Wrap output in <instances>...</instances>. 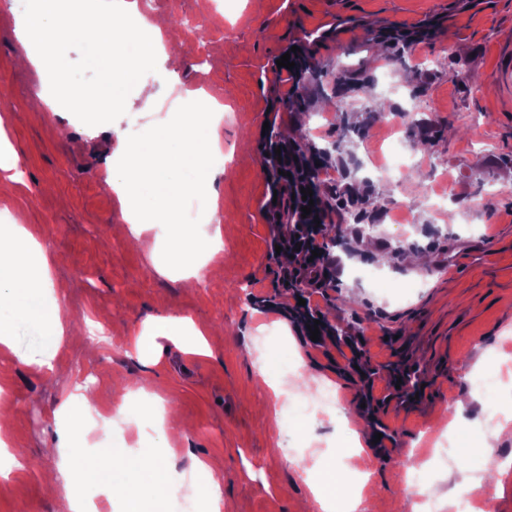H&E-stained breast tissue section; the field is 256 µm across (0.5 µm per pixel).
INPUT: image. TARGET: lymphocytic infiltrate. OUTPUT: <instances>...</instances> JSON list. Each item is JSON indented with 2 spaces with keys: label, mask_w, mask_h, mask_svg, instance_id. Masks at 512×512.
Returning <instances> with one entry per match:
<instances>
[{
  "label": "lymphocytic infiltrate",
  "mask_w": 512,
  "mask_h": 512,
  "mask_svg": "<svg viewBox=\"0 0 512 512\" xmlns=\"http://www.w3.org/2000/svg\"><path fill=\"white\" fill-rule=\"evenodd\" d=\"M261 151L270 176L267 187L277 194L276 202L267 206L276 229L272 242L290 258L288 265L279 266L276 272L278 287L292 299L280 312L298 335H308L313 323L318 324L321 335H335V327L323 321L311 299L337 285L338 260L326 243L329 216L354 207L356 201L339 190L330 166L318 163L315 153L298 143L270 138ZM307 188L313 191L314 207L306 216L300 192Z\"/></svg>",
  "instance_id": "lymphocytic-infiltrate-1"
}]
</instances>
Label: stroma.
Listing matches in <instances>:
<instances>
[{"mask_svg": "<svg viewBox=\"0 0 512 512\" xmlns=\"http://www.w3.org/2000/svg\"><path fill=\"white\" fill-rule=\"evenodd\" d=\"M140 2L147 16L168 18L171 46L185 41L193 52L177 74L149 70L146 95L108 104L98 93L124 68L123 59L105 55L89 67L85 43L75 37L60 56L40 44L43 69L19 64L13 23L20 3L0 0V113L11 116L7 135L25 171L24 183L0 188V214L20 218L47 251L53 280L65 284L58 303L79 330L66 337L48 377L0 346V398L14 409L0 439L24 462L0 477V512H66L63 488L51 492L45 484L56 467L46 453L58 438L54 409L79 382L89 385L99 412L121 405L125 417L144 415L139 396L123 404L117 393L145 377L164 414L158 424L132 430L127 445L154 448L167 432L171 468L181 479L170 484L163 512H206L192 470L198 458L224 474V512H313L289 462L313 451L337 482L368 474L365 512H422L411 491L418 483L440 506L457 500L458 486L480 474L482 448L512 455V439L495 443L483 430L488 412L512 410V98L498 77L502 45L512 40V0ZM419 26L432 30L421 42L375 39L382 29ZM292 46L324 73L304 95L288 94L276 80L277 61ZM459 74L464 82H456ZM48 84L66 101L61 111L44 110L34 92ZM198 90L224 106L222 121L209 129L223 161L213 190L181 194L178 205L197 203L202 216L212 217L231 261L218 275L206 264L189 278L164 276L158 266L177 260L163 241L149 234L135 246L116 235L121 206L101 187L117 148L110 129L145 141L174 118L179 97ZM338 96L344 113L320 109L322 100ZM378 99L422 106L401 134L416 142L411 165L424 177L389 172L392 191L385 196L368 161L382 159L396 118L374 117ZM278 112L305 114L300 142L347 147V155L329 159L340 184L361 183L362 198L398 201L413 219L403 230L397 213L380 212L371 225L345 220L334 249L343 262L340 285L320 304L339 332H363L373 379L352 371L333 346L290 341L288 320L253 305L276 293L266 259L273 228L263 211L268 175L259 135ZM363 238L391 259L378 269L388 289L360 278L367 262L355 246ZM414 252L429 256L426 267L408 265ZM349 294L354 302H346ZM167 315L209 325V353L158 338L137 356L133 339L141 323ZM90 319L106 327L105 342L81 335ZM259 340L269 369L290 385L275 402L257 385L245 352ZM394 367L421 383L419 399L391 393ZM323 375L337 386L332 407L319 411L309 392ZM473 389L480 401L468 400ZM457 400L463 408L456 462H428ZM364 410L370 432L384 439L354 458L343 420ZM416 459L424 467L409 470Z\"/></svg>", "mask_w": 512, "mask_h": 512, "instance_id": "1", "label": "stroma"}]
</instances>
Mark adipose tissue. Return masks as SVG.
I'll use <instances>...</instances> for the list:
<instances>
[{"mask_svg":"<svg viewBox=\"0 0 512 512\" xmlns=\"http://www.w3.org/2000/svg\"><path fill=\"white\" fill-rule=\"evenodd\" d=\"M167 26L164 18L143 16L136 0H112L108 18L93 24L86 23L80 15L59 12L55 0H41L37 14L16 16L13 34L24 49L22 63L39 68L43 61L36 46L45 34L60 48L74 36H81L88 45L87 61L94 65L101 46L115 41L129 46L138 33L151 32L153 54H138L135 68L103 89L104 99L114 100L125 97L139 70L158 61L170 62L175 68L180 66V57L169 56L166 50ZM221 111L219 104H212L209 110L191 114L189 123L172 125L143 145L127 141L121 129L113 131L124 151L126 170L108 173L103 186L122 204L124 235L135 243L147 230L169 238L170 248L187 270L193 267L192 254L186 243L172 240L171 227L180 193L191 189L204 191L212 185L213 170L208 159L219 151L220 144L205 136L203 129ZM55 292L49 276V259L41 243L13 217L0 218V345L10 349L20 363L46 376L53 372L58 349L68 333L60 306L45 301L46 296ZM148 335L164 337L203 353L209 350L206 329L189 318L156 316L145 320L134 338L136 351H144V338ZM94 410V399L81 385L75 386L54 410L58 427V479H69L74 452L83 437L79 419ZM117 454L123 460L121 467L93 468L88 472L107 496L129 499L135 479L147 484L155 497L165 494L172 479L167 469V449L121 448Z\"/></svg>","mask_w":512,"mask_h":512,"instance_id":"ef3b65f1","label":"adipose tissue"}]
</instances>
